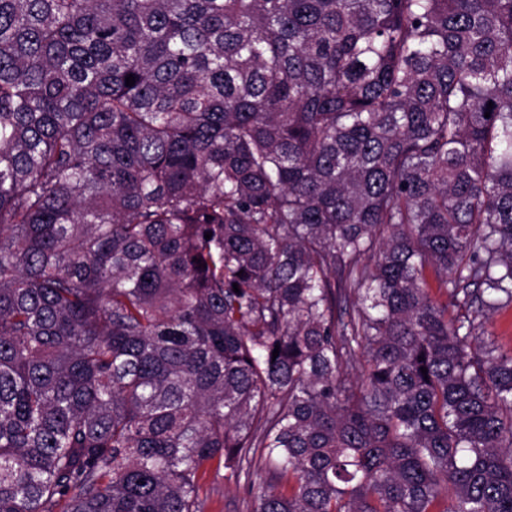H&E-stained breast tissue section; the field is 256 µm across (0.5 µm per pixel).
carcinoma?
I'll list each match as a JSON object with an SVG mask.
<instances>
[{"label":"carcinoma","mask_w":512,"mask_h":512,"mask_svg":"<svg viewBox=\"0 0 512 512\" xmlns=\"http://www.w3.org/2000/svg\"><path fill=\"white\" fill-rule=\"evenodd\" d=\"M511 305L512 0H0V512H512ZM482 330L483 336L495 340L502 350L512 354V309L490 316ZM254 480V487H249L243 478L238 480L223 467L218 472L214 465L201 481L209 495L206 512H255L259 504L258 487L266 486L269 477L259 471Z\"/></svg>","instance_id":"obj_1"}]
</instances>
